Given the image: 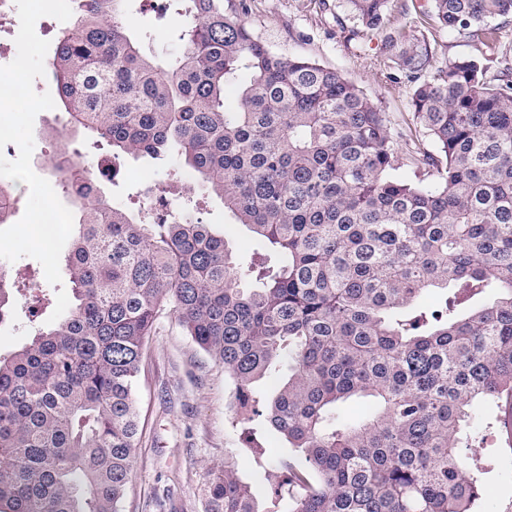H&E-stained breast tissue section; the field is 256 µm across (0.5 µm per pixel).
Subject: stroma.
<instances>
[{
  "label": "stroma",
  "mask_w": 512,
  "mask_h": 512,
  "mask_svg": "<svg viewBox=\"0 0 512 512\" xmlns=\"http://www.w3.org/2000/svg\"><path fill=\"white\" fill-rule=\"evenodd\" d=\"M176 0H128L127 23L142 50L165 61L180 50L178 34L186 20ZM253 34L283 55H302L354 81L388 118L399 144L432 143L413 119L410 93L394 82L380 52L381 34L362 31L344 0H246L240 13ZM64 113L41 111L35 118L33 171L53 180L49 132L62 126ZM165 184L166 170L142 159H127L106 191L123 208L143 200L141 182ZM203 218L224 235L239 261L265 252L264 243L246 227L232 223L222 200L206 196ZM141 417L134 474L125 512H206L207 473L232 456L241 478L257 494H265L267 478L288 450L264 423L253 422L252 434L236 423L235 386L222 365L186 336L165 314L145 347L135 387ZM476 454L485 466L482 505L488 512H512V482L501 472L512 468V449L492 441Z\"/></svg>",
  "instance_id": "stroma-1"
}]
</instances>
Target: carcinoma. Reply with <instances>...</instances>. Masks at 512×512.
<instances>
[{"label": "carcinoma", "mask_w": 512, "mask_h": 512, "mask_svg": "<svg viewBox=\"0 0 512 512\" xmlns=\"http://www.w3.org/2000/svg\"><path fill=\"white\" fill-rule=\"evenodd\" d=\"M125 2L73 0L45 63L67 116L54 169L77 205L72 302L0 352V512H123L135 385L167 311L224 366L240 423L265 417L299 453L265 508L224 458L207 512H472L467 450L512 440V67L490 73L512 0H430L419 29L390 27L397 0H346L384 34L434 153L400 148L356 84L273 51L224 0H179L189 22L164 65L141 53ZM431 27L472 52L436 65ZM80 132L106 151L90 186L57 163ZM128 157L179 160L135 213L101 189ZM186 169L269 255L244 265L201 218L168 221ZM21 283L0 265V324ZM267 378L282 379L272 395Z\"/></svg>", "instance_id": "carcinoma-1"}]
</instances>
